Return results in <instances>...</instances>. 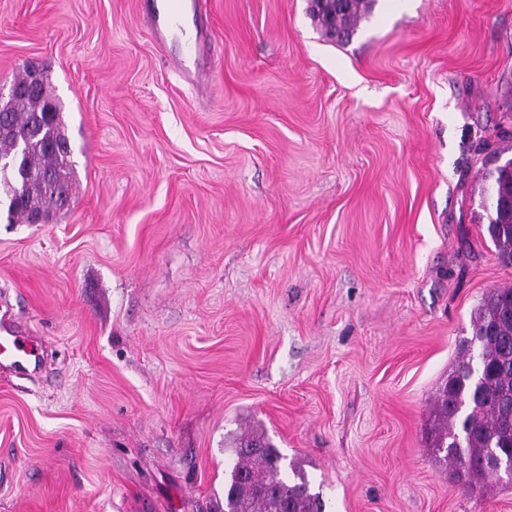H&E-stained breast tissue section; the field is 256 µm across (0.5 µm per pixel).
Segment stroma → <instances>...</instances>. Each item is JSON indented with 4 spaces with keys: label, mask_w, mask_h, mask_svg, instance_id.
<instances>
[{
    "label": "stroma",
    "mask_w": 512,
    "mask_h": 512,
    "mask_svg": "<svg viewBox=\"0 0 512 512\" xmlns=\"http://www.w3.org/2000/svg\"><path fill=\"white\" fill-rule=\"evenodd\" d=\"M0 0V84L46 69L73 202L0 220V512H222L237 435L324 512H512L436 458L439 389L512 287L478 187L512 129V0H377L352 41L309 0ZM199 50L182 76L169 55ZM0 363L6 360L20 374L28 372L33 364L34 369L40 362L38 345L26 336H16L10 318L4 316L0 320Z\"/></svg>",
    "instance_id": "obj_1"
}]
</instances>
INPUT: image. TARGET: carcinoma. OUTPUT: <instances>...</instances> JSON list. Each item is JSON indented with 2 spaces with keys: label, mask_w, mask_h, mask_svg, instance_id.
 Here are the masks:
<instances>
[{
  "label": "carcinoma",
  "mask_w": 512,
  "mask_h": 512,
  "mask_svg": "<svg viewBox=\"0 0 512 512\" xmlns=\"http://www.w3.org/2000/svg\"><path fill=\"white\" fill-rule=\"evenodd\" d=\"M375 0H319L311 3L314 19L339 43L353 36ZM31 80L24 68L14 78L20 89L0 112V157L15 159V170L0 174V207L10 224L48 219L72 196L75 161L61 108L48 74L40 73L38 90L23 92ZM479 206L499 259L512 266V157L488 152ZM479 351L462 348L456 370L439 390L435 405L433 448L472 487L498 476L493 453L512 465V288H496L483 299L473 336ZM283 455L263 438L247 434L234 448L224 482V512H321L305 472L287 474Z\"/></svg>",
  "instance_id": "obj_1"
}]
</instances>
